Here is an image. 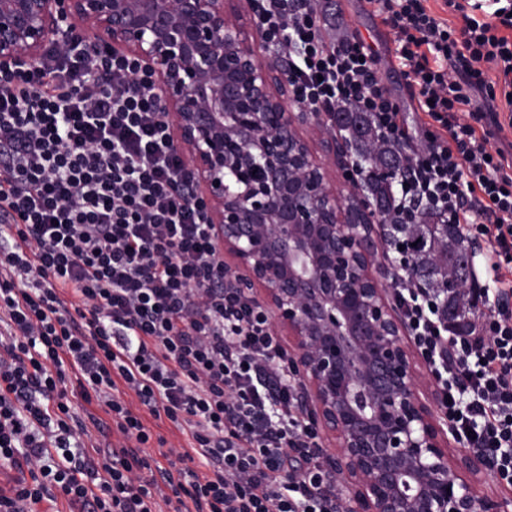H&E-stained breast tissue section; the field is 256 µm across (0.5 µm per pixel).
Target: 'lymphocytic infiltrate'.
<instances>
[{
	"mask_svg": "<svg viewBox=\"0 0 512 512\" xmlns=\"http://www.w3.org/2000/svg\"><path fill=\"white\" fill-rule=\"evenodd\" d=\"M389 28L411 97L428 119L397 207L428 208L484 244L493 273L451 329L439 293L394 291L438 404L463 448L512 488V160L492 149L498 98L512 105V0H476L462 29L424 0H368ZM295 101L368 113L404 144L399 103L363 41L329 37L315 0H252ZM495 64L497 96L481 63ZM191 171L171 145L150 74L68 35L38 65L0 80V461L20 469L0 512L65 501L77 512H340L318 433L296 413L288 353L268 316L225 274ZM186 432L210 467L145 478L152 433L123 399ZM121 437L87 447L74 399Z\"/></svg>",
	"mask_w": 512,
	"mask_h": 512,
	"instance_id": "lymphocytic-infiltrate-1",
	"label": "lymphocytic infiltrate"
}]
</instances>
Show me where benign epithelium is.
<instances>
[{
  "mask_svg": "<svg viewBox=\"0 0 512 512\" xmlns=\"http://www.w3.org/2000/svg\"><path fill=\"white\" fill-rule=\"evenodd\" d=\"M64 24L90 60L103 39L150 66L224 272L288 337L298 408L336 448L323 460L343 512H508L482 480L488 457L451 452L357 168L326 143L349 185L337 194L297 132L308 113L288 108L282 60L249 45L255 20L247 32L224 0H0V72L38 63Z\"/></svg>",
  "mask_w": 512,
  "mask_h": 512,
  "instance_id": "7a95c632",
  "label": "benign epithelium"
}]
</instances>
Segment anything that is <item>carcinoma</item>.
Listing matches in <instances>:
<instances>
[{
	"mask_svg": "<svg viewBox=\"0 0 512 512\" xmlns=\"http://www.w3.org/2000/svg\"><path fill=\"white\" fill-rule=\"evenodd\" d=\"M345 130L349 131L358 158L366 169L363 187L370 193L373 206L386 228V240L394 249L408 257L404 274L417 278L429 287L445 293L448 320L467 313L461 300L462 289L472 278L469 261L473 248L453 224H439L433 216L424 215L419 224H400L396 215L393 181L377 171L387 166L400 175L405 172L406 154L401 146L387 143L364 112L339 110Z\"/></svg>",
	"mask_w": 512,
	"mask_h": 512,
	"instance_id": "obj_1",
	"label": "carcinoma"
}]
</instances>
